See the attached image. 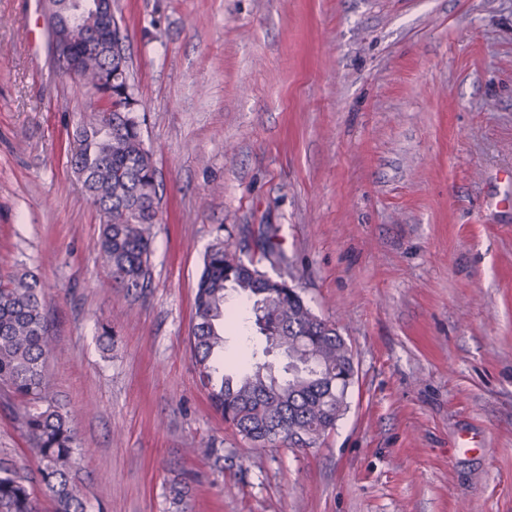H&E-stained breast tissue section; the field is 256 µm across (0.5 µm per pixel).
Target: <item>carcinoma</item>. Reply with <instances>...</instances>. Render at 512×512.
I'll return each instance as SVG.
<instances>
[{
    "label": "carcinoma",
    "instance_id": "obj_1",
    "mask_svg": "<svg viewBox=\"0 0 512 512\" xmlns=\"http://www.w3.org/2000/svg\"><path fill=\"white\" fill-rule=\"evenodd\" d=\"M98 25L87 14L60 28L73 44ZM108 47L84 67L86 87L96 98L77 122L72 169L98 207L101 232L96 243L112 285L130 293L144 288L153 226L158 223L157 183L150 150L133 115L137 100L129 77L118 71L127 62L117 31ZM258 255L211 248L195 290V324L189 347L213 408L224 422L254 444L315 442L333 430L347 409L351 347L334 324L316 315L288 284V261L276 247L278 228L257 230ZM265 309L261 352H252L251 369L223 372L224 316L229 292ZM47 302L29 272L0 285V393L20 402L14 419L31 438L37 459L32 474L0 464V512H34L33 484L44 487L56 512H86L74 480L77 435L45 376L53 352ZM288 359L278 378L265 357Z\"/></svg>",
    "mask_w": 512,
    "mask_h": 512
}]
</instances>
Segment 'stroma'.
Masks as SVG:
<instances>
[{
  "label": "stroma",
  "instance_id": "obj_1",
  "mask_svg": "<svg viewBox=\"0 0 512 512\" xmlns=\"http://www.w3.org/2000/svg\"><path fill=\"white\" fill-rule=\"evenodd\" d=\"M112 11L160 198L135 294L109 287L70 165L93 94L38 0H0V277L46 294L87 512H512V0ZM261 224L354 354L347 411L305 447L236 433L189 351L206 253ZM224 336L248 368L255 329ZM0 458L37 467L1 398Z\"/></svg>",
  "mask_w": 512,
  "mask_h": 512
}]
</instances>
